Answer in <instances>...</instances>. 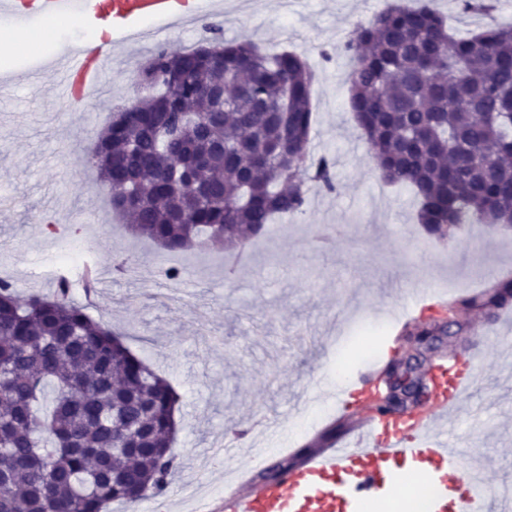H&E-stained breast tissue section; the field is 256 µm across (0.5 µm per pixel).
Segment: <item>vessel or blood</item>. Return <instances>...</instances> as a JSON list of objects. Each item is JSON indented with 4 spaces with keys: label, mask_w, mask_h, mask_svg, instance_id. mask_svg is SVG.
<instances>
[{
    "label": "vessel or blood",
    "mask_w": 512,
    "mask_h": 512,
    "mask_svg": "<svg viewBox=\"0 0 512 512\" xmlns=\"http://www.w3.org/2000/svg\"><path fill=\"white\" fill-rule=\"evenodd\" d=\"M210 7V0H0V18L21 26L75 16L102 30L99 43L75 41L45 60L0 74V87L37 89L50 74L62 102L89 101L101 91L112 50L162 42L166 31L193 26ZM432 376L428 404L398 420L376 412L370 373L354 375L344 388L321 389L348 413L352 429L274 482L228 486L219 512H360L384 487L396 485L404 465L434 484L428 512H512V485L467 463L459 439L448 431L476 382L474 361L453 359Z\"/></svg>",
    "instance_id": "obj_1"
}]
</instances>
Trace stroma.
Returning <instances> with one entry per match:
<instances>
[{"label":"stroma","instance_id":"obj_1","mask_svg":"<svg viewBox=\"0 0 512 512\" xmlns=\"http://www.w3.org/2000/svg\"><path fill=\"white\" fill-rule=\"evenodd\" d=\"M223 16L206 14L228 41L249 39L273 51L301 53L318 74L313 86L311 147L336 157L335 191L310 186L303 213L282 216L235 265L231 248L170 253L124 230L107 187L86 162L98 132L134 96L141 64L154 46L142 44L102 78L103 94L81 111H62L53 76L42 96L11 90L0 120V193L12 199L0 215V278L23 291L52 295L59 255L103 267L100 298L78 303L112 331L180 395L175 412L176 470L160 496L112 503V512H217L225 474L289 458L328 422L317 383L335 384L333 368L351 370L381 357L384 329L401 313L409 290H444L449 302L479 294L475 273L486 267L512 276V232L469 225L450 243L431 238L416 221L410 189L384 182L359 137L346 81L350 32L385 9L388 0H254L241 10L222 0ZM133 260L118 275L120 258ZM182 268L181 279L163 271ZM467 331L460 343L482 363L470 405L485 406L494 428L459 414L451 421L468 454L489 461L512 484V351L488 348L483 334L497 324L476 308H459ZM267 434L250 436V421ZM291 427V435L272 428Z\"/></svg>","mask_w":512,"mask_h":512}]
</instances>
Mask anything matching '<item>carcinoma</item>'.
I'll return each mask as SVG.
<instances>
[{
  "mask_svg": "<svg viewBox=\"0 0 512 512\" xmlns=\"http://www.w3.org/2000/svg\"><path fill=\"white\" fill-rule=\"evenodd\" d=\"M459 5L487 22L458 36L425 0H394L341 46L360 138L438 239L512 224V26L492 19L495 0ZM212 44L223 63L198 46L156 50L153 92L122 107L87 158L131 232L169 251L247 248L274 216L305 210L308 184L336 187V159L310 149L307 61L250 41ZM173 69L187 74L178 86ZM203 84L233 102L201 96ZM72 288L63 277L51 297L22 296L0 280V512H106L171 484L178 393ZM511 292L503 277L458 303L491 313ZM432 334L418 324L395 342L444 363L453 342L420 344Z\"/></svg>",
  "mask_w": 512,
  "mask_h": 512,
  "instance_id": "carcinoma-1",
  "label": "carcinoma"
}]
</instances>
